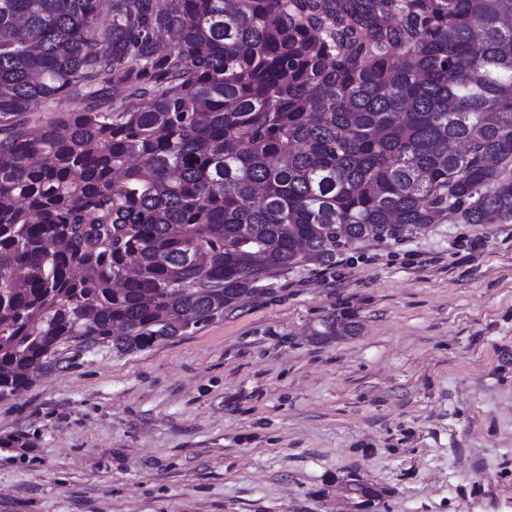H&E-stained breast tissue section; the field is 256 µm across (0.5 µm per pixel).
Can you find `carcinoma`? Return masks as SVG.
Returning a JSON list of instances; mask_svg holds the SVG:
<instances>
[{"label":"carcinoma","instance_id":"cac0c4a2","mask_svg":"<svg viewBox=\"0 0 512 512\" xmlns=\"http://www.w3.org/2000/svg\"><path fill=\"white\" fill-rule=\"evenodd\" d=\"M449 218L512 222V0H0V400Z\"/></svg>","mask_w":512,"mask_h":512}]
</instances>
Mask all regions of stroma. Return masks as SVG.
I'll return each mask as SVG.
<instances>
[{
	"instance_id": "35a3bbf8",
	"label": "stroma",
	"mask_w": 512,
	"mask_h": 512,
	"mask_svg": "<svg viewBox=\"0 0 512 512\" xmlns=\"http://www.w3.org/2000/svg\"><path fill=\"white\" fill-rule=\"evenodd\" d=\"M362 331L313 341L330 313ZM0 512H512V223L433 224L0 400ZM342 485L350 493L349 500L358 512H369L372 503L381 500L385 493L382 487L368 483L357 473H349L342 479Z\"/></svg>"
}]
</instances>
